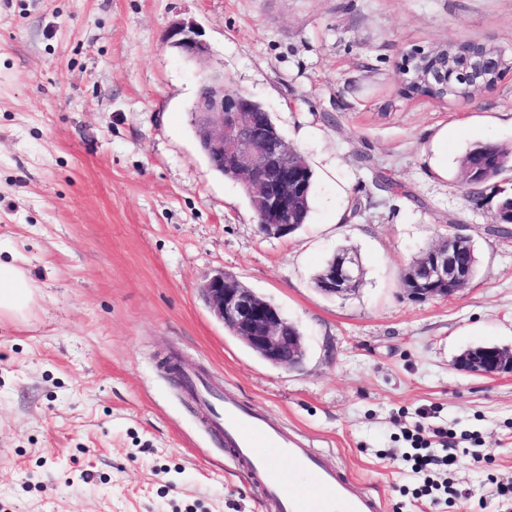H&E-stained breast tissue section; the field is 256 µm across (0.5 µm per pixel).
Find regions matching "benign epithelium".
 <instances>
[{"label":"benign epithelium","mask_w":512,"mask_h":512,"mask_svg":"<svg viewBox=\"0 0 512 512\" xmlns=\"http://www.w3.org/2000/svg\"><path fill=\"white\" fill-rule=\"evenodd\" d=\"M167 41L188 58L205 61L211 57L209 45L192 25H174ZM504 57L492 45L454 42L406 55L400 70L407 93L429 89L444 98L457 93L462 83H473L479 92L494 87L512 71ZM203 82L206 87L192 107L193 125L210 168L222 171L229 165L238 171L239 184L252 201L262 235H291L298 228L295 214L303 198L304 160L279 134L258 126L248 95L224 84L223 74L208 73ZM472 248L471 237L451 226L412 261L402 279L403 289L418 302L452 297L472 279L471 265L462 261ZM361 277L357 256L344 250L322 267L313 284L325 296L345 297L356 291ZM199 289L211 314L262 360L288 369L301 365L303 336L292 329L279 308L222 271L203 280ZM454 366L487 377L512 374V351L488 344L471 347L456 357Z\"/></svg>","instance_id":"obj_1"}]
</instances>
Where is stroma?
I'll use <instances>...</instances> for the list:
<instances>
[{"label": "stroma", "mask_w": 512, "mask_h": 512, "mask_svg": "<svg viewBox=\"0 0 512 512\" xmlns=\"http://www.w3.org/2000/svg\"><path fill=\"white\" fill-rule=\"evenodd\" d=\"M176 22L201 32L208 65L167 42ZM453 41L512 56V0H0V242L38 286L25 319L0 323V512H261L175 360L331 453L384 512H512L497 493L512 376L454 366L512 348V239L485 232L512 172L472 195L459 169L474 145L512 147V73L441 101L406 96L399 69ZM210 67L314 172L290 237L261 236L242 187L197 149L189 109ZM451 222L478 272L453 299L414 301L401 277ZM341 247L363 279L329 298L313 278ZM217 270L300 329L298 368L210 313L198 285ZM421 422L458 456L457 496L432 507L401 459ZM463 372L496 377L512 374V351L497 345H481L466 349L454 361Z\"/></svg>", "instance_id": "35a3bbf8"}]
</instances>
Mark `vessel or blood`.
I'll use <instances>...</instances> for the list:
<instances>
[{
  "instance_id": "vessel-or-blood-1",
  "label": "vessel or blood",
  "mask_w": 512,
  "mask_h": 512,
  "mask_svg": "<svg viewBox=\"0 0 512 512\" xmlns=\"http://www.w3.org/2000/svg\"><path fill=\"white\" fill-rule=\"evenodd\" d=\"M185 388L205 410L208 429L261 488L262 512H382L381 502L358 492L342 469L256 410L233 396L213 395L198 378H187ZM298 468L314 474L313 485L296 486Z\"/></svg>"
}]
</instances>
